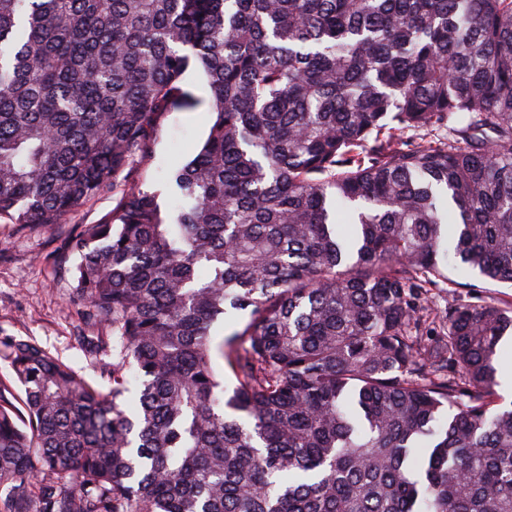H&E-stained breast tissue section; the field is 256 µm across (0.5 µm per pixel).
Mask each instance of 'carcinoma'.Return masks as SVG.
Here are the masks:
<instances>
[{
	"instance_id": "1",
	"label": "carcinoma",
	"mask_w": 512,
	"mask_h": 512,
	"mask_svg": "<svg viewBox=\"0 0 512 512\" xmlns=\"http://www.w3.org/2000/svg\"><path fill=\"white\" fill-rule=\"evenodd\" d=\"M215 120L130 176L160 116ZM105 394L8 345L0 512H512V0H0V217L60 224ZM245 327L213 366L211 329ZM185 81L201 104L193 109L165 113L153 134L148 154L135 161V177L142 188H162L167 170L178 161H187L201 147L212 124L210 91L203 76L189 71ZM451 283L446 288L434 291V307L444 310L448 307V296H454L462 302L479 303L483 300L498 302L502 306H512V288L508 284L487 282L463 269L448 270ZM463 284V285H462ZM247 321L248 315L246 312L234 313L226 317L223 321H220L215 325L212 331L214 344H218L225 337L242 330ZM506 340V341H505ZM498 350L500 351V361L501 364L498 366V374L497 381L498 384L495 388V399L500 405L505 406L509 405L512 402V391H506L502 387V383L499 380L500 369L504 364L512 363V341L510 340V336L504 337L498 346ZM500 367V369H499ZM502 382L506 385H511L512 387V365H504L502 369ZM3 346L0 345V384L3 383L7 385L11 391L12 395L6 391L5 395L11 399L14 406L19 412H25L23 406V398L24 395L21 389L14 383L13 381V372L9 367L7 360L3 357Z\"/></svg>"
}]
</instances>
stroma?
<instances>
[{
  "instance_id": "1",
  "label": "stroma",
  "mask_w": 512,
  "mask_h": 512,
  "mask_svg": "<svg viewBox=\"0 0 512 512\" xmlns=\"http://www.w3.org/2000/svg\"><path fill=\"white\" fill-rule=\"evenodd\" d=\"M185 81L200 104L161 117L148 154L135 163V177L143 189H161L167 170L190 159L208 135L213 120L209 88L196 71L188 72ZM118 199L115 193L100 194L61 224H14L0 218V340H36L105 392L111 383L102 370L111 366L112 356L90 359L79 340L73 281L61 256L68 239L82 225L103 221ZM448 277L449 285L434 293L438 309H445L452 296L464 302L491 300L512 306V286L484 281L463 269L449 271Z\"/></svg>"
}]
</instances>
